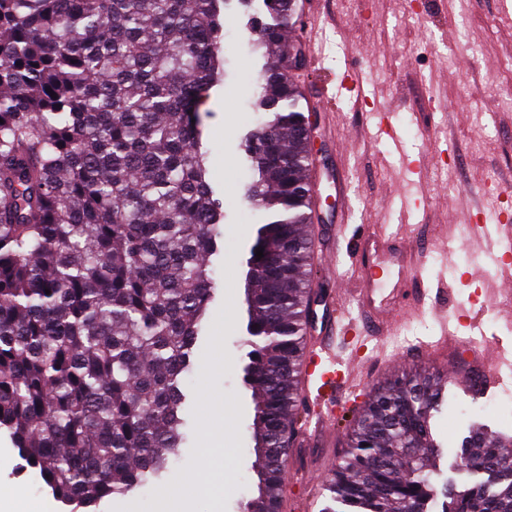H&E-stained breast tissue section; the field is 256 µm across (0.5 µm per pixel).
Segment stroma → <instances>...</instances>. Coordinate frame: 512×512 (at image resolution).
I'll return each instance as SVG.
<instances>
[{
  "label": "stroma",
  "instance_id": "obj_1",
  "mask_svg": "<svg viewBox=\"0 0 512 512\" xmlns=\"http://www.w3.org/2000/svg\"><path fill=\"white\" fill-rule=\"evenodd\" d=\"M323 27L318 60L296 72L295 82L328 90L331 110L316 131L325 176L322 195L337 207L325 212L313 232L332 250L335 273L315 270L326 304L341 302L348 313L356 304L350 293V254L366 225L412 224L414 237L428 248L420 276L430 290L418 316L396 318L387 348L404 367L433 369V356L421 342L431 340L441 317L468 309L483 335L480 345L512 348V300L492 304L484 294L496 291L504 274L498 250L484 238L503 237L502 229L461 225L474 215L512 214V110L496 105L512 91V12L501 0H315ZM226 47L225 75L206 103L203 144L210 152L209 182L224 203V237L214 256L220 283L198 342L197 357L186 376L185 441L161 476L126 495L104 499L94 512H212L213 499L190 484L201 474L202 450L227 435L233 468L224 485V512H240L249 494L250 430L253 404L243 383L246 362L245 273L259 220L243 199L249 177L243 138L258 121L253 110L254 74L263 59L251 48V19L239 8L222 15ZM393 111L399 142L369 141L382 111ZM348 224H340L341 208ZM454 243L452 254L442 248ZM234 294L233 316L224 314L225 294ZM391 368L365 360V388L348 390L331 409L336 441L328 447L289 448L288 467H309L328 474L345 449L347 431L363 405L367 387L389 378ZM451 405L432 428L453 442L474 422L512 434V382L473 398L463 385L448 386ZM0 485L24 488L44 502L46 512H71L57 501L38 472L19 457L9 435L0 431Z\"/></svg>",
  "mask_w": 512,
  "mask_h": 512
}]
</instances>
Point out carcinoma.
Masks as SVG:
<instances>
[{"label":"carcinoma","instance_id":"carcinoma-1","mask_svg":"<svg viewBox=\"0 0 512 512\" xmlns=\"http://www.w3.org/2000/svg\"><path fill=\"white\" fill-rule=\"evenodd\" d=\"M230 0H0V430L61 503L90 507L164 470L183 441L185 373L217 294L224 208L201 107L222 76ZM252 45L257 126L244 197L260 211L245 281L251 489L274 512L303 411L314 206L309 122L287 75L297 0ZM56 97H51V94ZM448 379L409 372L354 416L322 512H512V435L470 431L437 485L431 419Z\"/></svg>","mask_w":512,"mask_h":512}]
</instances>
